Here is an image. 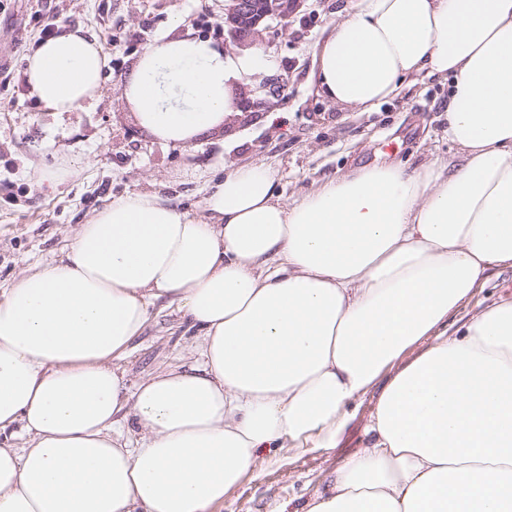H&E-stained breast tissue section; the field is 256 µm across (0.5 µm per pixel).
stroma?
<instances>
[{"label":"stroma","mask_w":512,"mask_h":512,"mask_svg":"<svg viewBox=\"0 0 512 512\" xmlns=\"http://www.w3.org/2000/svg\"><path fill=\"white\" fill-rule=\"evenodd\" d=\"M349 4L304 0L288 18L271 21L259 46L269 67L237 84L281 76L284 89L270 107H236L222 125L176 145L138 122L124 83L142 50L177 24L230 49L224 0H0V60L11 71L24 72L46 20L87 30L107 58L99 96L74 112L49 111L31 89L0 82V290L29 266L59 259L76 226L121 196L156 193L198 215L210 186L245 164L272 167L276 192L289 202L368 163L394 160L414 168L450 157L448 86L431 76L405 79L396 98L370 111L343 108L318 94L317 49ZM61 166L72 171L67 180L39 185L38 171ZM499 300H512V271L494 268L452 320L463 322ZM190 334L175 307L155 303L144 335L116 365L128 384H136L179 362ZM373 402V396L363 398L336 447L280 449L279 464L258 468L214 512H298L329 485L342 458L363 446Z\"/></svg>","instance_id":"obj_1"}]
</instances>
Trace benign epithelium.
Masks as SVG:
<instances>
[{
    "label": "benign epithelium",
    "instance_id": "1",
    "mask_svg": "<svg viewBox=\"0 0 512 512\" xmlns=\"http://www.w3.org/2000/svg\"><path fill=\"white\" fill-rule=\"evenodd\" d=\"M301 0H226L224 30L237 46H250L262 40L263 33L274 19L288 17L300 7ZM272 94L270 83L247 86L244 103L251 107H265Z\"/></svg>",
    "mask_w": 512,
    "mask_h": 512
}]
</instances>
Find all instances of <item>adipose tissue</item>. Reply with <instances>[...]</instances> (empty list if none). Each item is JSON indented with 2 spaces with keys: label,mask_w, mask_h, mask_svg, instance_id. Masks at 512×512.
<instances>
[{
  "label": "adipose tissue",
  "mask_w": 512,
  "mask_h": 512,
  "mask_svg": "<svg viewBox=\"0 0 512 512\" xmlns=\"http://www.w3.org/2000/svg\"><path fill=\"white\" fill-rule=\"evenodd\" d=\"M54 112L97 97L100 41L26 59ZM190 34L138 57L124 96L186 143L262 69ZM421 72L448 83L455 159L387 164L283 204L274 171L227 172L197 220L153 193L78 225L60 260L0 292V512H212L268 448H332L374 395L367 442L302 512H512V302L456 328L512 269V0H353L317 51L320 94L372 109ZM171 297L201 333L128 387L115 367ZM499 300H512V271L493 268L487 283L482 288H478L470 302L449 319V328L453 323L456 322L455 326H457L480 308Z\"/></svg>",
  "instance_id": "obj_1"
}]
</instances>
